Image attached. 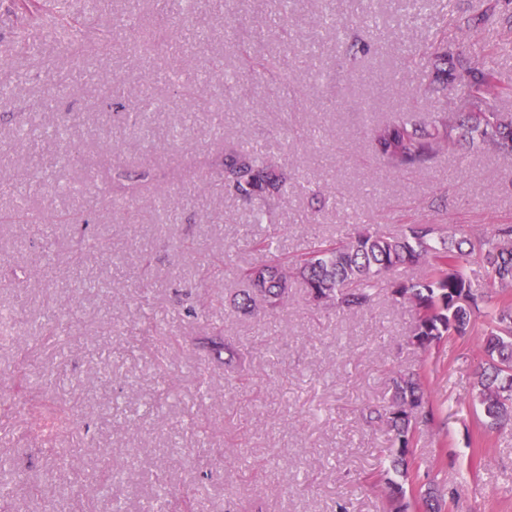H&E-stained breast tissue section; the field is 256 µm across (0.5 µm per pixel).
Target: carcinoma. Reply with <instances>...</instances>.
<instances>
[{
  "instance_id": "cac0c4a2",
  "label": "carcinoma",
  "mask_w": 512,
  "mask_h": 512,
  "mask_svg": "<svg viewBox=\"0 0 512 512\" xmlns=\"http://www.w3.org/2000/svg\"><path fill=\"white\" fill-rule=\"evenodd\" d=\"M200 0H171L169 14L197 16ZM475 99L489 103L503 93L496 72L489 66L465 67L457 72ZM478 133L483 149L512 151V122L497 112H473L457 122L436 115L422 122L407 114L374 126L369 133L372 152L396 169L422 167L442 151L453 150L466 134ZM228 194L252 207L257 220L269 216L270 207L291 184L285 165L271 162L256 148L230 150L218 173ZM254 247L266 254L260 264L237 269L243 284L235 308L244 315L262 310L275 314L288 301L290 282L300 279L313 301L327 297L325 305L338 312H358L373 300L374 289L399 267L421 264L425 274L416 281H393L394 299L414 307L410 339L425 351L444 337L467 335L476 327L474 313L482 311L483 359L475 383L476 399L483 408L482 425L497 429L512 422V225L501 224L491 234L477 239L451 232L443 235L439 224H409L399 235L368 231L322 238L310 250L290 259L259 239ZM485 267L492 288L479 294L471 288L467 269ZM390 398L367 407V419L388 432V445L381 449L388 468L378 481L388 489L387 512H414L417 501L406 494L405 481L413 462L410 448L419 425L434 421L435 413L418 372H396L389 378ZM26 486L13 480L0 482V512H5Z\"/></svg>"
}]
</instances>
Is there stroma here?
<instances>
[{"instance_id":"35a3bbf8","label":"stroma","mask_w":512,"mask_h":512,"mask_svg":"<svg viewBox=\"0 0 512 512\" xmlns=\"http://www.w3.org/2000/svg\"><path fill=\"white\" fill-rule=\"evenodd\" d=\"M210 0L204 40L183 18L155 21V0H110L93 21L68 0L69 22L88 48L78 73L45 24L50 0L26 8L0 0V274L31 270L0 286V313L22 307L0 340V458L35 486L13 512H146L157 485L194 495L195 512H385L373 478L383 468V427L367 406L388 400L393 371L424 374L436 410L411 447L412 486L456 487L444 512H512V426L485 431L473 382L483 337L474 331L428 350L410 342L415 312L382 283L358 313L316 308L302 284L276 316L237 313V269L264 255L269 237L298 254L315 240L367 229L400 233L444 224L475 237L512 224V153L463 145L425 167L397 170L368 142L376 124L412 112L465 114L476 104L452 81L459 61L493 62L510 94L492 109L512 120V8L500 0ZM360 41L368 55L350 60ZM276 63L280 88L261 74L236 91L223 72L242 67L239 43ZM172 72L199 82L181 95ZM66 78L67 91L52 90ZM118 91L139 113L122 122L103 109ZM58 153L79 145L76 164L37 169L32 145ZM261 146L291 164L297 188L268 220L202 185L228 148ZM139 183L113 191V174ZM91 209L96 246L81 251L65 210ZM195 317H186V306ZM68 332L45 340L47 321ZM223 335L240 354L230 369L204 340ZM36 347L42 377L19 383L18 361ZM86 446L87 482L73 487L50 448ZM115 495L94 480L104 466Z\"/></svg>"}]
</instances>
